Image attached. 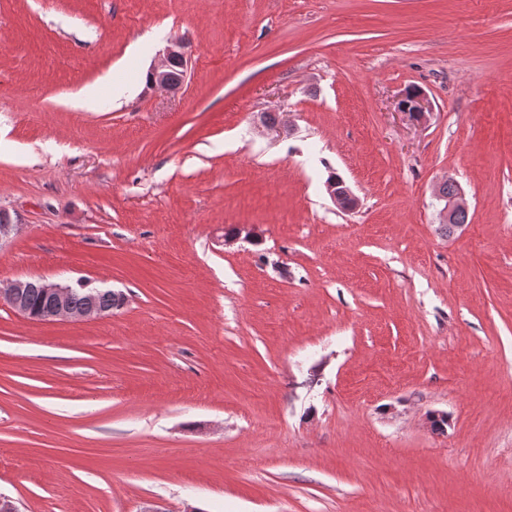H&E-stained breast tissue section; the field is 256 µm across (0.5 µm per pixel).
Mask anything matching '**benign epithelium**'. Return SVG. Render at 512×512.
I'll return each instance as SVG.
<instances>
[{"instance_id":"obj_1","label":"benign epithelium","mask_w":512,"mask_h":512,"mask_svg":"<svg viewBox=\"0 0 512 512\" xmlns=\"http://www.w3.org/2000/svg\"><path fill=\"white\" fill-rule=\"evenodd\" d=\"M174 57L187 59L185 47L179 41L169 42L162 53L159 54L158 62L150 70L152 88L166 93L175 91L168 79V65ZM398 108L401 112L413 115L417 120L422 121L426 119L428 114L429 102L426 95L420 91L410 97L404 92L399 99ZM327 190L334 202H339V198L344 194L351 201L349 209L356 208L358 200L351 189L345 187V182L330 180L327 183ZM437 200L443 203L439 212L440 223L442 224L451 223L457 212L467 210L463 192L460 190L448 198L439 196ZM31 292H38L53 300L52 314L55 320L82 321L104 315V310L96 304L93 298L89 299L88 306L81 310L71 308L69 306L72 293L71 286L48 282L44 279L16 280L4 286L0 285V301L7 303L14 311L26 316L28 310L25 307L24 297Z\"/></svg>"}]
</instances>
